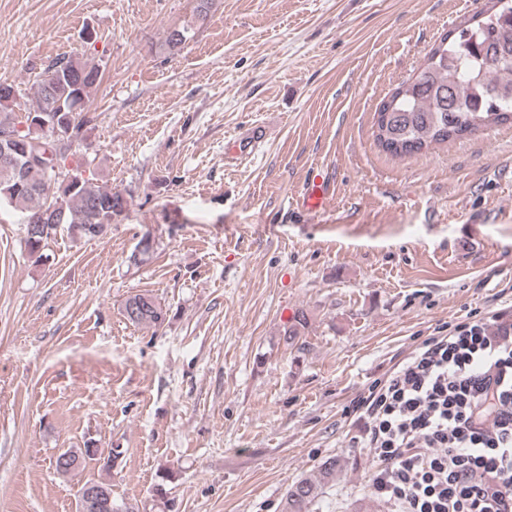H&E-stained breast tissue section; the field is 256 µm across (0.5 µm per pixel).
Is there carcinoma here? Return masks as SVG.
I'll return each mask as SVG.
<instances>
[{"instance_id": "1", "label": "carcinoma", "mask_w": 512, "mask_h": 512, "mask_svg": "<svg viewBox=\"0 0 512 512\" xmlns=\"http://www.w3.org/2000/svg\"><path fill=\"white\" fill-rule=\"evenodd\" d=\"M493 2L499 7L490 14L483 10L474 13L454 34L434 44L420 72L401 82L389 103L377 112L374 137L384 152L394 157L409 156L512 121V0ZM188 39L189 28H175L168 33L166 46L173 51ZM69 73L70 78L65 79L46 67L29 107L0 103V131L28 136L29 131L21 130L23 114L47 110L50 96L62 102L73 119H79L81 109L99 86L101 73L96 65L80 59L69 67ZM72 149L70 145L59 151V169L29 166L20 183L0 172V209L23 217L42 215L49 210L52 195L65 205L60 225L50 224L44 234L25 236L32 254L39 252L59 226L73 238L95 237L91 227L99 223L97 216L121 211L126 203L121 192L84 175L81 165L65 168L66 153ZM123 315L132 324L156 328L165 322L167 312L153 294L140 292L125 299ZM307 326V312L296 310L283 326L284 344L297 345ZM68 452L100 463L105 472V476L89 478L84 484L112 490L109 461L119 459L120 449H110L105 458L97 448H70ZM338 468V460L329 457L316 473L294 481L282 501L281 512H309L324 488L336 482Z\"/></svg>"}]
</instances>
